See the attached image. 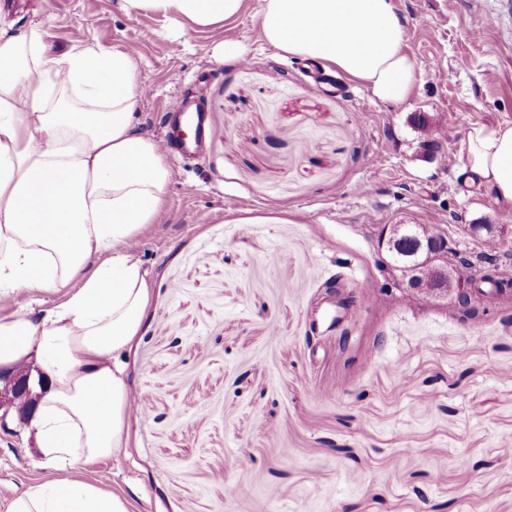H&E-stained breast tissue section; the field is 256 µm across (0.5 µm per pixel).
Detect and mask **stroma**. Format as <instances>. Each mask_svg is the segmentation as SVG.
I'll list each match as a JSON object with an SVG mask.
<instances>
[{
    "instance_id": "35a3bbf8",
    "label": "stroma",
    "mask_w": 512,
    "mask_h": 512,
    "mask_svg": "<svg viewBox=\"0 0 512 512\" xmlns=\"http://www.w3.org/2000/svg\"><path fill=\"white\" fill-rule=\"evenodd\" d=\"M40 2L0 14L41 24L56 54L134 49L143 133L165 135L177 96L207 114L203 158L169 156L137 249L152 288L124 362L142 408L88 478L134 512H512V294L469 313L403 293L376 238L421 225L512 252V210L464 184L470 128L512 123V0H399L417 68L401 104L312 87L310 62L264 41L259 0L216 29ZM27 426L0 430V512L62 477Z\"/></svg>"
}]
</instances>
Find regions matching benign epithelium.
Returning a JSON list of instances; mask_svg holds the SVG:
<instances>
[{
	"mask_svg": "<svg viewBox=\"0 0 512 512\" xmlns=\"http://www.w3.org/2000/svg\"><path fill=\"white\" fill-rule=\"evenodd\" d=\"M403 229L402 224L382 228L378 234L379 247L387 254H392L396 244L402 240ZM419 249L424 253V263L428 271V274L420 279H404L395 261L386 262L390 275L406 290L433 296H446L451 292L458 298L471 293L473 284L484 278H492L505 280L508 286L503 288V291L512 292V275L503 269V264L497 259L474 260L470 270L474 271L475 275L463 274L458 263L459 253L442 233L427 236L419 241ZM37 400L38 396L33 394L30 375L26 370L0 369V428L7 426V417L11 409L18 410L22 415L24 411L20 410V407L24 406L30 410Z\"/></svg>",
	"mask_w": 512,
	"mask_h": 512,
	"instance_id": "7a95c632",
	"label": "benign epithelium"
}]
</instances>
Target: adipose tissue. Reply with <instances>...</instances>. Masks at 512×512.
Wrapping results in <instances>:
<instances>
[{
    "label": "adipose tissue",
    "mask_w": 512,
    "mask_h": 512,
    "mask_svg": "<svg viewBox=\"0 0 512 512\" xmlns=\"http://www.w3.org/2000/svg\"><path fill=\"white\" fill-rule=\"evenodd\" d=\"M245 0H121L199 27L232 20ZM265 41L366 85L385 103L412 93L398 0H260ZM131 51L86 45L50 54L34 24L0 19V298L60 295L54 307L0 315V368L45 376L30 430L65 479L30 486L8 512H132L86 478L124 445L132 393L122 356L137 336L150 282L134 252L155 223L171 168L135 121ZM67 92L47 99V87ZM468 184L512 208V124L468 133Z\"/></svg>",
    "instance_id": "obj_1"
}]
</instances>
